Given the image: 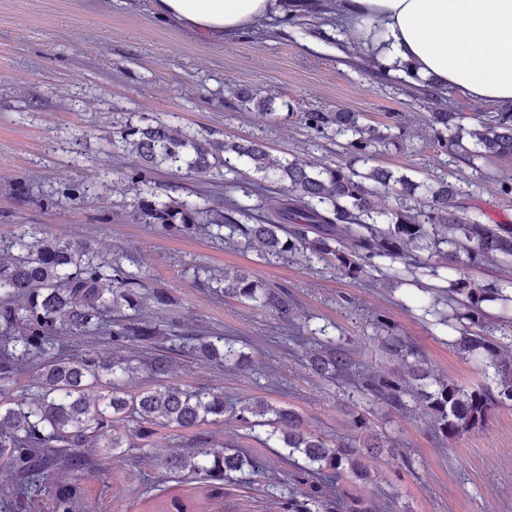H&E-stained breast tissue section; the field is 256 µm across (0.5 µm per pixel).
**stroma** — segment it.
<instances>
[{
	"label": "stroma",
	"instance_id": "35a3bbf8",
	"mask_svg": "<svg viewBox=\"0 0 512 512\" xmlns=\"http://www.w3.org/2000/svg\"><path fill=\"white\" fill-rule=\"evenodd\" d=\"M363 48L346 41L335 22L298 17L274 31H249L217 43L181 26L157 20L152 0H0V237L38 227L70 241H85L104 255L123 256L149 287L165 290L171 306L154 310L161 325L178 321L209 325L238 337L249 358L243 369L176 357L167 379L218 388L247 400L264 397L294 409L305 430L330 441L354 437V415L387 446L373 460L375 480L344 483L357 496L386 490L394 512H512V402L492 410L485 427L433 441L421 407L398 412L372 403L348 385L308 370L302 351L272 312L252 302L215 298L194 283L195 267L245 268L269 287L288 292L296 321L325 330L369 370H397L380 347L378 322L407 337L436 375L466 387L495 385L494 368L478 365L449 342L448 329L431 325L423 305L447 288L443 253L420 251L425 266L414 281L360 280L336 260L305 266L295 259L261 256L245 242L227 244L201 235L157 234L138 224V197L128 177L139 155L112 148V133L142 118L159 120L205 140H247L284 160L315 165L378 166L417 183L416 197L445 179L461 191L469 215L488 224L512 225V194L494 175L512 176V159L469 163L442 151L428 122L418 81L404 72L382 78L366 70ZM248 90L272 98L265 116L240 107ZM357 112L384 135L368 160L337 145L332 131L308 128L302 113ZM225 198L260 202L261 176L250 166L218 168L209 178L155 171L158 200H195L205 181ZM214 443L242 445L268 472L293 471L277 449L264 447L234 419L214 418L202 427ZM148 448H130L122 462L92 449L81 474L85 512H151L155 489L176 486L193 496L198 479L173 478L164 459L179 452L181 437L157 428ZM224 512H280L263 476L225 483Z\"/></svg>",
	"mask_w": 512,
	"mask_h": 512
}]
</instances>
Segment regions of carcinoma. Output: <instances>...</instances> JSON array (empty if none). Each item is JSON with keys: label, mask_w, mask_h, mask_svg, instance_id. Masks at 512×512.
I'll return each mask as SVG.
<instances>
[{"label": "carcinoma", "mask_w": 512, "mask_h": 512, "mask_svg": "<svg viewBox=\"0 0 512 512\" xmlns=\"http://www.w3.org/2000/svg\"><path fill=\"white\" fill-rule=\"evenodd\" d=\"M423 87L433 109L429 122L442 149L468 161L512 157V112H499L447 137L451 128L461 129L463 115L441 111L446 92L430 80H423ZM240 102L265 114L272 110L270 99L247 91ZM303 119L312 129H332L345 148L361 158L383 140L354 112L311 111L303 113ZM112 149H130L144 160L145 168L131 176L139 197L133 219L162 235L195 237L214 227L225 241L239 237L250 246L259 244L267 254L300 257L308 266L333 258L357 278L374 271L382 276L411 274L415 252L447 245L448 269L457 273L450 280L448 302L456 306L449 314L435 299L428 311L436 316V324L458 333L453 341L458 351L494 367L499 379L493 388L467 389L432 378L413 344L393 333L380 337L381 344L403 372H363L325 331L301 335V326L293 323L288 292L263 286L243 268H207L203 285L217 297L258 302L276 314L291 326L289 339L304 349L309 368L321 377L341 379L365 398L396 411L407 410V397H413L430 412L438 441L484 426L494 407L512 402V355L486 336L488 315L482 308L491 301L506 311L512 293L506 286L477 285L459 272L466 263L511 266L512 226L468 216L457 203L460 191L455 185L443 181L428 188L427 207L401 206L381 224L375 202L379 191L400 196L409 191L405 179L393 178L384 168L362 172L284 163L256 143L201 141L148 118L113 132ZM242 162L278 188V195L268 196L256 209L236 201L223 209L187 200L164 202L152 187V172L158 167L202 177L219 166L233 171ZM171 304L166 292L149 288L144 276L127 270L121 258L104 256L85 242L39 237L34 229L0 240V456L8 458L16 475L8 492L10 512L28 508L43 496L51 498L53 512H79V483H50L48 468L79 475L87 465V448H103L116 459L125 448L150 446L153 428L159 426L194 432L185 444L188 451L165 458L164 465L171 473L200 477L205 506L191 509L167 490L158 494L165 499L158 512H216L224 505V482L263 469L260 460L236 445L213 451L212 440L197 431L208 417L224 415L252 431L266 428L263 443L283 449L293 462L298 456L304 459L289 483L275 474L267 476V492L278 499L283 512H384L374 498L328 492L346 478L373 481L368 458L370 449L383 447L378 438L332 443L304 431L290 408L258 398L241 405L224 397L222 390L162 380L176 354L223 367L242 364L236 340L220 330L184 323L162 328L148 319L152 309ZM66 336L102 340L112 353L97 347L73 353ZM130 348L154 354L146 359L123 356ZM35 363L41 366L39 384L13 395L23 370ZM139 373L155 383L127 390L126 380Z\"/></svg>", "instance_id": "obj_1"}]
</instances>
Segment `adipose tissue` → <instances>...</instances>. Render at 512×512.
<instances>
[{"label":"adipose tissue","instance_id":"obj_1","mask_svg":"<svg viewBox=\"0 0 512 512\" xmlns=\"http://www.w3.org/2000/svg\"><path fill=\"white\" fill-rule=\"evenodd\" d=\"M335 2L350 38L369 39L388 66L409 65L470 99L512 103V0H305ZM158 18L223 42L260 25L276 0H155Z\"/></svg>","mask_w":512,"mask_h":512}]
</instances>
